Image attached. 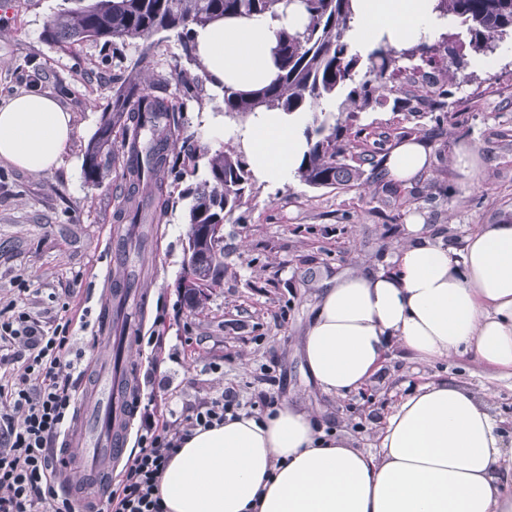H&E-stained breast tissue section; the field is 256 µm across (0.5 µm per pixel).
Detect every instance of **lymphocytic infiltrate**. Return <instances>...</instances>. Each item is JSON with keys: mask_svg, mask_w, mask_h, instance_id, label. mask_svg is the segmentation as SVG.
<instances>
[{"mask_svg": "<svg viewBox=\"0 0 512 512\" xmlns=\"http://www.w3.org/2000/svg\"><path fill=\"white\" fill-rule=\"evenodd\" d=\"M72 325L68 317L41 320L12 302L0 308V512H75L57 490L52 450L73 423L82 351ZM263 382L257 400L229 386L175 419L145 423L138 452L99 512H166L159 484L184 438L257 406L274 410L277 380L267 373Z\"/></svg>", "mask_w": 512, "mask_h": 512, "instance_id": "obj_1", "label": "lymphocytic infiltrate"}]
</instances>
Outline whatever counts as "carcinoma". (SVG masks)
Listing matches in <instances>:
<instances>
[{"mask_svg": "<svg viewBox=\"0 0 512 512\" xmlns=\"http://www.w3.org/2000/svg\"><path fill=\"white\" fill-rule=\"evenodd\" d=\"M435 11L441 18L453 17L466 28L468 46L476 54L494 51L497 41L512 35V0H437ZM293 13L302 18V24L279 31L274 49L277 74L272 81L251 92L224 88V115L235 117L261 109L296 112L335 95L354 81L359 57L349 53L346 41L352 0H91L58 13L50 21L46 35L61 48L90 39L114 44L140 40L148 51L153 35L176 30L182 56L196 68L191 77L178 71L181 90L176 97L154 93L151 80L137 75L117 92L110 110L102 113L85 154L84 178L94 186L104 185L116 165L115 143L121 144L126 194L117 207V221L134 228L158 223L176 186L188 173V163L195 162L190 148L182 168L169 161V146L180 135V113L187 110L190 101L202 104L199 90L207 81L197 57L194 29L221 19L256 14L281 19ZM449 41L450 36L443 34L432 43L422 41L401 50L378 44L369 54L370 77L348 94L353 104L349 114L369 105L376 91L384 87L379 79L388 70L401 71L396 62L418 56L435 65L441 51L448 50ZM343 130L344 126L326 119L306 129L308 151L297 174L307 185L334 188L361 176L360 167L345 163L351 146L343 139ZM208 168L210 179L193 192L188 210L187 275L180 287L191 310L204 305L224 265L223 235H215L214 226L240 208L252 190L253 177L242 152L218 150L209 159Z\"/></svg>", "mask_w": 512, "mask_h": 512, "instance_id": "1", "label": "carcinoma"}]
</instances>
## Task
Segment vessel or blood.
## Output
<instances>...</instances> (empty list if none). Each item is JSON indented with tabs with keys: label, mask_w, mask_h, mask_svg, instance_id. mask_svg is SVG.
<instances>
[{
	"label": "vessel or blood",
	"mask_w": 512,
	"mask_h": 512,
	"mask_svg": "<svg viewBox=\"0 0 512 512\" xmlns=\"http://www.w3.org/2000/svg\"><path fill=\"white\" fill-rule=\"evenodd\" d=\"M98 331V357L111 354L126 360L133 337L113 338L111 316L104 312L99 315ZM130 403L125 379H106L96 406H78L80 433L66 437L60 445V480L81 512H92L96 499L111 490L112 466L122 456L123 426L131 414Z\"/></svg>",
	"instance_id": "b4317fda"
}]
</instances>
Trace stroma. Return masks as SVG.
<instances>
[{"instance_id": "35a3bbf8", "label": "stroma", "mask_w": 512, "mask_h": 512, "mask_svg": "<svg viewBox=\"0 0 512 512\" xmlns=\"http://www.w3.org/2000/svg\"><path fill=\"white\" fill-rule=\"evenodd\" d=\"M77 0H0V101L28 92L25 76L41 70L38 93L55 98L72 118L73 134L54 169L31 174L0 160V299H21L51 319L62 306L84 316L80 345L94 353L97 316L105 308L104 278L112 269L107 238L125 234L113 213L125 189L120 176L94 187L82 173L84 153L112 96L140 66L167 90L185 69L174 32L141 43L111 47L92 40L71 50L45 36L53 14ZM414 76L395 75L383 102L361 110L349 125L358 148L368 149L359 180L315 189L292 180L271 189L254 184L251 196L224 220V276L210 289L203 309L190 312L178 288L185 275L189 199L174 197L154 237L138 279L143 309L127 307L137 340L132 349L134 393L141 403L124 429L134 449L155 380L165 392L160 409L178 412L218 397L235 386L243 398L260 390L263 367L280 380L281 403L314 415L319 429L346 437L354 447L378 453L383 418L417 386L447 380L476 396H490L493 410L512 433V377L462 354L426 363L392 344L381 369L342 396L322 392L307 371L302 350L319 294L336 276L390 271L412 238L410 217L425 235L461 251L481 225L512 218V38L498 41L485 57L466 50L459 66L444 74L420 58L407 63ZM225 126L224 100L205 88L201 106H190L181 134L199 153L197 170L182 185L208 175V158L224 148L211 136L215 117ZM422 140L431 166L409 184L387 180L384 160L408 138ZM461 145L475 149L472 180L455 168ZM164 339L153 351L146 339ZM159 366H152V356Z\"/></svg>"}]
</instances>
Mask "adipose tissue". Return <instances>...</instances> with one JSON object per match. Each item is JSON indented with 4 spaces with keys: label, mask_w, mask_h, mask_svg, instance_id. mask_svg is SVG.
<instances>
[{
    "label": "adipose tissue",
    "mask_w": 512,
    "mask_h": 512,
    "mask_svg": "<svg viewBox=\"0 0 512 512\" xmlns=\"http://www.w3.org/2000/svg\"><path fill=\"white\" fill-rule=\"evenodd\" d=\"M435 0H353L352 42L413 46L445 26ZM298 15L226 19L194 32L215 89L260 88L276 74V33ZM310 113L262 110L231 128L254 178L288 183L306 149ZM71 137L56 100L26 93L0 103V159L39 174L55 168ZM430 150L404 140L385 160L406 182ZM396 267L356 273L325 288L303 341L308 370L326 393L360 387L392 343L422 361L471 351L512 376V220L481 226L455 253L411 227ZM167 512H512V448L486 403L466 388L433 381L408 394L380 430V453L317 431L310 413L285 404L195 429L159 486Z\"/></svg>",
    "instance_id": "1"
}]
</instances>
